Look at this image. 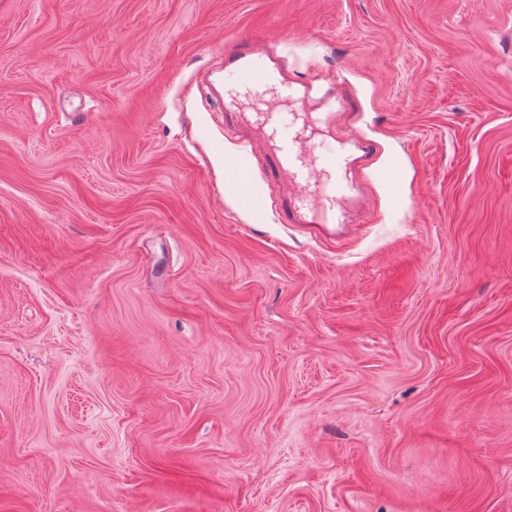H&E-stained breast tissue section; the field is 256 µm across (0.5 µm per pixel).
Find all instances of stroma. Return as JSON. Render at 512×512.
<instances>
[{"mask_svg": "<svg viewBox=\"0 0 512 512\" xmlns=\"http://www.w3.org/2000/svg\"><path fill=\"white\" fill-rule=\"evenodd\" d=\"M240 37L351 226L225 193ZM0 512H512V0H0Z\"/></svg>", "mask_w": 512, "mask_h": 512, "instance_id": "stroma-1", "label": "stroma"}]
</instances>
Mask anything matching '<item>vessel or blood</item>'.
Instances as JSON below:
<instances>
[{"label":"vessel or blood","instance_id":"obj_1","mask_svg":"<svg viewBox=\"0 0 512 512\" xmlns=\"http://www.w3.org/2000/svg\"><path fill=\"white\" fill-rule=\"evenodd\" d=\"M224 123L239 130L246 156L231 160L226 192L243 205L257 208L274 195L284 223L335 224L350 199L349 162H361L374 151L363 139H343L330 130L343 106L342 96L327 99V109L307 110L306 98L277 63L246 38L224 50ZM263 160L264 185L249 178L251 157Z\"/></svg>","mask_w":512,"mask_h":512}]
</instances>
